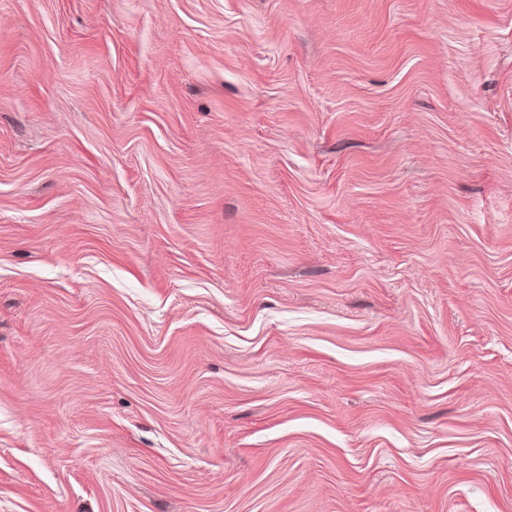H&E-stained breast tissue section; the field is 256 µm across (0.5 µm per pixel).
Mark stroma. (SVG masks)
Wrapping results in <instances>:
<instances>
[{"label":"stroma","instance_id":"1","mask_svg":"<svg viewBox=\"0 0 512 512\" xmlns=\"http://www.w3.org/2000/svg\"><path fill=\"white\" fill-rule=\"evenodd\" d=\"M0 512H512V0H0Z\"/></svg>","mask_w":512,"mask_h":512}]
</instances>
